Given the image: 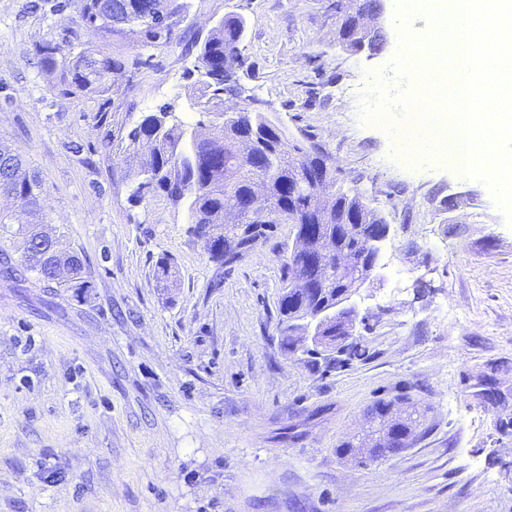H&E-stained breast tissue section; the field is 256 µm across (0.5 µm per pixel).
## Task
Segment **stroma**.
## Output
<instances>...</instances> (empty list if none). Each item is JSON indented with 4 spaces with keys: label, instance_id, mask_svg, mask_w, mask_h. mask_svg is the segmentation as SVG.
Here are the masks:
<instances>
[{
    "label": "stroma",
    "instance_id": "stroma-1",
    "mask_svg": "<svg viewBox=\"0 0 512 512\" xmlns=\"http://www.w3.org/2000/svg\"><path fill=\"white\" fill-rule=\"evenodd\" d=\"M184 2L169 43L114 45L124 68L88 95L39 55L97 43L81 0H0V143L40 172L91 281L53 296L0 283V512H512V406L473 396L489 366L512 385V228L483 182L403 163L405 110L381 126L336 96L363 97L370 74L397 87L396 19L369 57L338 45L336 0ZM230 13L246 21L244 84L391 226L353 298L369 326L332 367L278 344L293 225L224 271L186 208L127 200L117 143L164 106L202 121L197 42ZM163 257L170 302L152 279ZM403 393L425 416L411 448L370 465L338 454L369 404ZM152 276L156 287L167 291V294L174 290L172 288H178L176 269L171 258L163 257L157 261Z\"/></svg>",
    "mask_w": 512,
    "mask_h": 512
}]
</instances>
